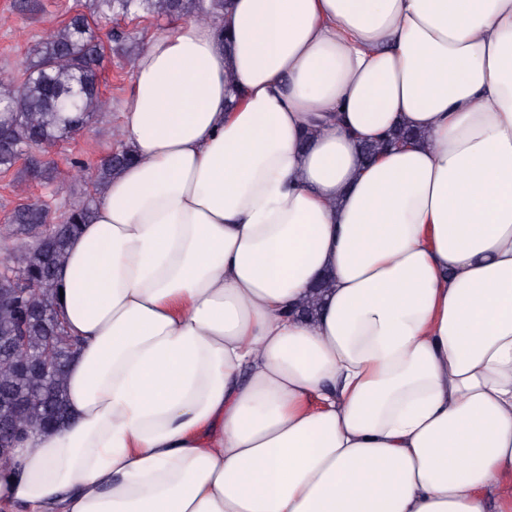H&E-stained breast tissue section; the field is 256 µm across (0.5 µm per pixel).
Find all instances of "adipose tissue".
I'll use <instances>...</instances> for the list:
<instances>
[{"mask_svg": "<svg viewBox=\"0 0 512 512\" xmlns=\"http://www.w3.org/2000/svg\"><path fill=\"white\" fill-rule=\"evenodd\" d=\"M121 116L0 512H512V0H230ZM417 134L408 128H398L396 129L391 138L381 143H364L362 144V152L366 159L372 160L374 159L380 151L383 149L385 145H395V144H406L412 139L416 138Z\"/></svg>", "mask_w": 512, "mask_h": 512, "instance_id": "adipose-tissue-1", "label": "adipose tissue"}]
</instances>
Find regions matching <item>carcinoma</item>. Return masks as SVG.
Here are the masks:
<instances>
[{"instance_id":"cac0c4a2","label":"carcinoma","mask_w":512,"mask_h":512,"mask_svg":"<svg viewBox=\"0 0 512 512\" xmlns=\"http://www.w3.org/2000/svg\"><path fill=\"white\" fill-rule=\"evenodd\" d=\"M228 0H95L90 12L76 13L34 49V60L25 67L21 84L0 79V122L9 125L8 139L0 142V171L12 169L25 152L53 145L87 126L94 113L105 106L99 93L102 46L93 23H109L139 13L166 17L210 15L226 9ZM417 134L396 129L381 143H364L366 159H374L386 145L406 144ZM128 149L107 156L91 180L98 189L131 162ZM25 172L31 179H49V167L28 156ZM94 197L72 205L60 217L58 230L42 243L29 233L48 220L49 206L31 202L18 206L9 222L19 226L9 264L22 281H0V346L15 336L22 338L23 353L37 357L45 352L60 361L70 360L76 342L57 321L54 294L56 271L70 239L88 223ZM24 399V415L17 418L19 430L30 435L43 429L49 415L63 417L67 411L64 373L44 377L17 366V357L0 349V420L14 415L11 401Z\"/></svg>"}]
</instances>
